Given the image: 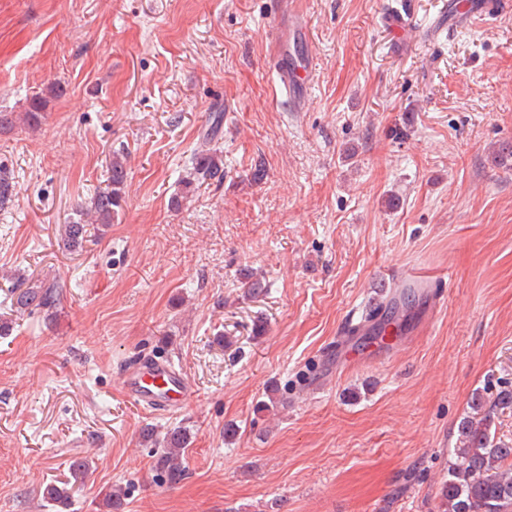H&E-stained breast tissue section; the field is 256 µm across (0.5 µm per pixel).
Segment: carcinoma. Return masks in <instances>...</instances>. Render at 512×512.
Listing matches in <instances>:
<instances>
[{"mask_svg": "<svg viewBox=\"0 0 512 512\" xmlns=\"http://www.w3.org/2000/svg\"><path fill=\"white\" fill-rule=\"evenodd\" d=\"M42 118V102L34 98L28 111L0 112V130L12 128L21 119L36 126ZM192 171L181 181L182 189L170 201L178 209L195 191L202 180L224 178V168L217 152L196 153L191 160ZM124 160L114 156L109 169L108 186L97 192L76 210L77 218L63 225L62 239L70 250L82 247L87 238V225L110 224L122 207L121 189L126 181ZM60 301L56 284L34 283L18 292L13 305L18 312L52 308ZM512 410V389L501 387L491 401L477 392L469 411L458 423V440L453 449L455 461L448 467V480L440 489L442 512H512V445L492 432L496 415ZM190 434L178 426L159 434L157 428L142 430V440L158 448L156 470L169 485L180 483L186 476L182 451L187 448ZM44 502L60 508L70 504L71 496L65 486L50 484L43 491Z\"/></svg>", "mask_w": 512, "mask_h": 512, "instance_id": "cac0c4a2", "label": "carcinoma"}]
</instances>
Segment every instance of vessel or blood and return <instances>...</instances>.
I'll return each instance as SVG.
<instances>
[{
  "instance_id": "b4317fda",
  "label": "vessel or blood",
  "mask_w": 512,
  "mask_h": 512,
  "mask_svg": "<svg viewBox=\"0 0 512 512\" xmlns=\"http://www.w3.org/2000/svg\"><path fill=\"white\" fill-rule=\"evenodd\" d=\"M305 28L303 15L291 10L276 18L272 37V70L282 98L295 112L302 111L305 106L313 68L312 58L298 55L296 50V41ZM122 386L139 406L152 411L183 408L195 397L188 376L166 359L137 364L125 373Z\"/></svg>"
}]
</instances>
